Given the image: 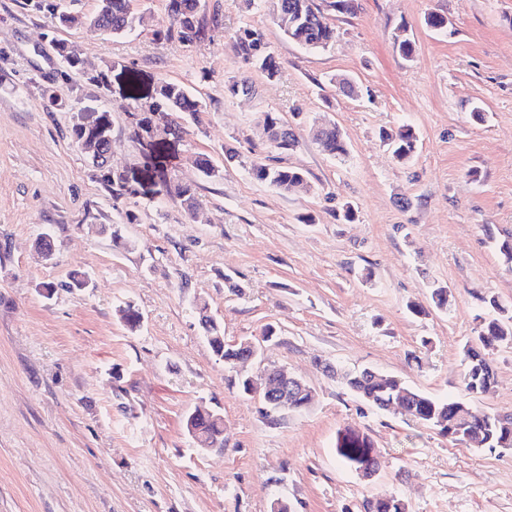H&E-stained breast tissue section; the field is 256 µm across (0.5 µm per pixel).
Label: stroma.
Listing matches in <instances>:
<instances>
[{"instance_id": "1", "label": "stroma", "mask_w": 512, "mask_h": 512, "mask_svg": "<svg viewBox=\"0 0 512 512\" xmlns=\"http://www.w3.org/2000/svg\"><path fill=\"white\" fill-rule=\"evenodd\" d=\"M169 0H130L144 22L112 37L53 29L38 0H0V512H363L384 493L408 512H512V450L477 449L401 413L377 410L326 376L371 368L427 395L466 399L462 349L486 298L512 306V0H359L333 20L336 39L311 50L288 40L243 0H201L224 27L193 46L155 40ZM439 14L447 26H426ZM261 29L282 69L269 81L230 47L242 26ZM413 60L394 42L398 26ZM82 70L64 67L56 41ZM104 82H94V75ZM354 82L351 95L332 76ZM250 78L249 97L225 94ZM178 81L204 104L187 134L148 137L128 112ZM55 85L64 98L49 105ZM483 120L473 117L474 111ZM299 146L282 164L309 190L282 193L248 168L264 156L257 126L293 120ZM110 113L111 187L72 138L80 121ZM333 123L348 154L314 143ZM411 127L410 163L379 132ZM237 158L225 161V147ZM224 168L198 177L190 160ZM197 185L190 219L166 180ZM353 221L339 220L344 203ZM134 220H127V213ZM122 229L113 242L104 226ZM56 245L53 262L36 246ZM91 279L64 286L71 271ZM56 283L51 298L39 286ZM448 289L446 309L430 306ZM233 344L273 327L266 364L313 389L302 412L271 423L258 397L231 388L204 338L195 300ZM142 322L129 330L119 309ZM496 372L485 411L512 415V345L489 351ZM218 409L224 447L195 448L183 419ZM354 430L377 451L373 479L340 463L336 439Z\"/></svg>"}]
</instances>
